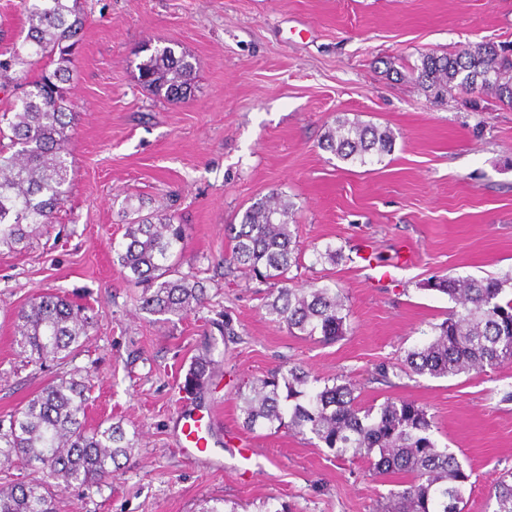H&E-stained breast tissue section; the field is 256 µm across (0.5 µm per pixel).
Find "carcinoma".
Masks as SVG:
<instances>
[{"label": "carcinoma", "mask_w": 512, "mask_h": 512, "mask_svg": "<svg viewBox=\"0 0 512 512\" xmlns=\"http://www.w3.org/2000/svg\"><path fill=\"white\" fill-rule=\"evenodd\" d=\"M26 35L12 54L0 59V77L21 91L0 114V247L14 250L28 229L54 223L68 201L73 168L70 157L75 104L64 87L85 24L81 0H21ZM468 44L453 52L425 54L416 80L435 100L461 90L491 92L512 106V44ZM138 81L168 101L192 93L196 66L190 55L170 47H141ZM48 59L54 70L30 79L32 59ZM6 128H1V124ZM321 148L360 165L382 161L394 148L393 136L370 124L337 118ZM145 201L127 198L123 241L112 243L122 273L144 285L141 311L170 321L206 307L205 288L194 272L172 260L182 250L183 227L172 214L143 213ZM294 203L273 191L256 199L240 223L225 225L233 242L224 261L270 285L264 303L271 321L310 339L335 342L346 334L349 309L341 289L331 284L289 285L300 266L302 248L292 230ZM429 286L454 302L432 337L406 354L404 368L434 378L478 372L512 363V275L482 279L435 276ZM91 318L64 297L42 293L16 313L18 356L35 363L74 355L89 336ZM207 360L197 359L183 389L202 384ZM87 385L74 379L53 382L26 405L0 419V465L16 462L38 477L0 488V512H56L53 489H101L130 459L134 442L122 423L88 428ZM356 384L346 378L320 381L299 365L255 379L235 392L244 428L288 429L310 436L340 459L367 461L378 474H400L403 481L382 498L377 512H462L467 475L456 455L432 439V417L413 400L388 398L365 407ZM491 497L494 512H512V481L500 479Z\"/></svg>", "instance_id": "carcinoma-1"}]
</instances>
